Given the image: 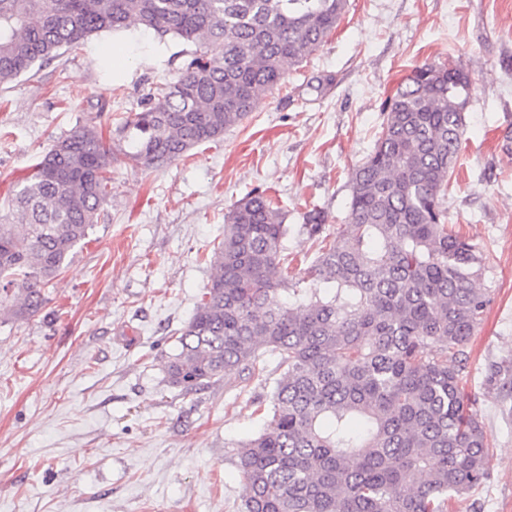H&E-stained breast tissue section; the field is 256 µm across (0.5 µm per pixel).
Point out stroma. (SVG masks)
Wrapping results in <instances>:
<instances>
[{
  "instance_id": "obj_1",
  "label": "stroma",
  "mask_w": 512,
  "mask_h": 512,
  "mask_svg": "<svg viewBox=\"0 0 512 512\" xmlns=\"http://www.w3.org/2000/svg\"><path fill=\"white\" fill-rule=\"evenodd\" d=\"M102 32L0 87V214L53 138L124 116L152 84L174 81L181 51L130 62L109 83ZM471 75L465 143L448 181L449 223L484 255L491 291L469 347L466 395L490 438L489 481L448 512H512V396L484 385L512 354V0H347L326 43L285 68L278 89L217 142L159 168L112 166L105 217L47 289L41 313L0 315V512H243L242 441L262 430L280 376L265 352L255 376L186 393L163 366L213 273L224 217L254 188L279 200L289 272L306 278L317 240L349 216L350 176L374 147L384 103L413 68ZM330 84L316 89L319 78Z\"/></svg>"
}]
</instances>
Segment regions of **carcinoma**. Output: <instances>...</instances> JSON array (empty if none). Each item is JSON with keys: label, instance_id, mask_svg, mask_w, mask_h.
I'll use <instances>...</instances> for the list:
<instances>
[{"label": "carcinoma", "instance_id": "carcinoma-1", "mask_svg": "<svg viewBox=\"0 0 512 512\" xmlns=\"http://www.w3.org/2000/svg\"><path fill=\"white\" fill-rule=\"evenodd\" d=\"M346 0H0V85L102 31L130 26L196 50L176 81L119 118L53 140L0 223V311L39 314L45 288L89 237L116 154L182 159L224 137L336 29ZM469 72L424 63L387 99L382 130L352 176L348 223L320 241L307 286L288 279L281 208L253 190L228 213L215 272L164 363L190 393L279 359L263 430L239 446L244 512H448L488 478L489 438L464 394L468 345L490 304L483 255L446 223L462 149ZM484 383L512 393V358Z\"/></svg>", "mask_w": 512, "mask_h": 512}]
</instances>
